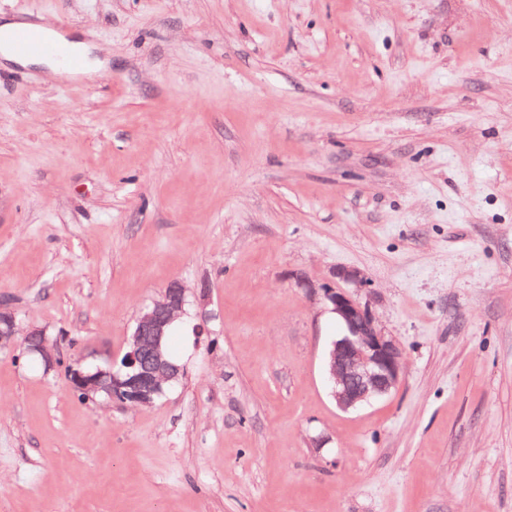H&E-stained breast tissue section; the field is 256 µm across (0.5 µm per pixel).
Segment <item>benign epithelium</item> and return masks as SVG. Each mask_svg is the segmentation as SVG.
<instances>
[{
    "label": "benign epithelium",
    "instance_id": "benign-epithelium-1",
    "mask_svg": "<svg viewBox=\"0 0 512 512\" xmlns=\"http://www.w3.org/2000/svg\"><path fill=\"white\" fill-rule=\"evenodd\" d=\"M336 279L344 288L325 290V298L343 326L330 352L328 378L336 405L349 410L391 391L400 378L402 351L399 344L385 336L376 326L374 317L347 288H364L367 279L355 268L341 267ZM187 287L179 280L170 283L151 305L144 308L136 322L127 350L120 363L110 360L92 370L71 367L69 381L87 399L109 405L116 402L112 388L123 390V404L151 406L165 395V386L175 378L161 350V340L168 326L186 313ZM150 330L156 337L153 365L140 366L142 336ZM25 345L40 356L46 370L58 367L57 343L47 337L46 329L36 326L23 328L16 313L5 302L0 304V350L14 351Z\"/></svg>",
    "mask_w": 512,
    "mask_h": 512
}]
</instances>
